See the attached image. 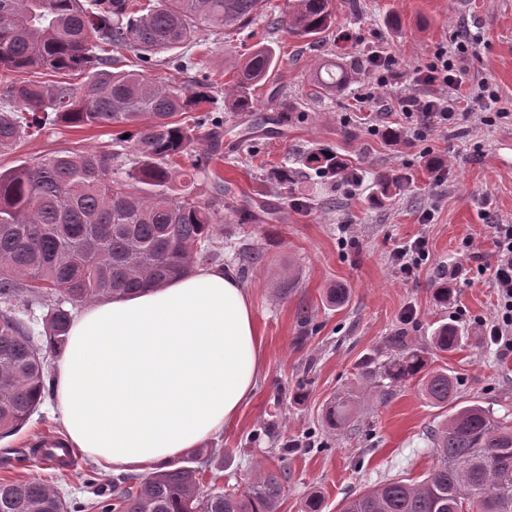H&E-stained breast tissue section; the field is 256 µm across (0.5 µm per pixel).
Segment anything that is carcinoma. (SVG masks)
I'll return each mask as SVG.
<instances>
[{"label":"carcinoma","instance_id":"1","mask_svg":"<svg viewBox=\"0 0 512 512\" xmlns=\"http://www.w3.org/2000/svg\"><path fill=\"white\" fill-rule=\"evenodd\" d=\"M0 0V72L19 78L0 87V151L40 131L55 117L71 127L139 126L135 165L112 175L116 153L61 151L35 163L0 171V438L17 432L53 389L43 348L34 343L23 315L33 301L54 298L45 318L47 344L58 352L71 326L70 308L139 293L189 273L197 259L219 257V213L171 194L181 177L174 161L190 150L194 127L175 117L210 100L209 77L182 90L143 71L112 66L110 51L128 47L142 63L147 55L174 51L205 31L240 30L259 16L263 0ZM334 24L331 0H294L270 21L297 38L320 39ZM274 61L267 45L256 47L235 72L234 104L253 108L251 91L266 82ZM325 65V90L346 85L347 75ZM53 72L42 82L27 74ZM85 77L76 85L66 76ZM220 134L196 159L195 169L217 155ZM304 165L341 174L336 152L321 149ZM442 351L461 342L452 325L434 337ZM400 353L388 364L396 382L422 373L423 392L437 405L452 396L453 378L424 373L422 351L393 339ZM333 431L350 421V400L326 407ZM436 463L420 482L389 480L346 498L340 512H512V424L482 405L463 406L443 426L426 433ZM224 469L201 448L143 477L121 476L105 489L90 474L87 502L65 498L36 480H1L0 512H278L284 470L257 469L241 494L202 481L207 468Z\"/></svg>","mask_w":512,"mask_h":512}]
</instances>
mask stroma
Masks as SVG:
<instances>
[{
  "mask_svg": "<svg viewBox=\"0 0 512 512\" xmlns=\"http://www.w3.org/2000/svg\"><path fill=\"white\" fill-rule=\"evenodd\" d=\"M332 7L336 25L316 43L270 28L288 2L265 0L252 25L187 44L188 70L175 71L165 53L145 66L185 89L204 71L216 82L194 115L222 122L216 173L235 206L216 200L208 173L196 175L192 198L220 213L222 264L249 288L264 346L254 396L232 428L204 443L227 461L203 481L241 492L255 465L285 462L279 512H300L311 496L319 497L321 512H340L347 496L390 479L420 481L433 466L426 432L451 409L425 399L418 379L393 384L384 376L398 352L393 337L422 350L428 370L453 376L460 405L512 415V354L483 334L496 309L492 227L512 224V0H332ZM468 33L479 39L466 61L469 75L498 91L502 118L435 127L414 142L387 141L385 131L405 124L393 109L396 97L414 87L418 69L438 50H453ZM263 44L274 48L276 66L253 90L252 109L235 112L226 89L236 66ZM373 51L395 59L380 86L367 69ZM327 58L350 72L349 84L332 94L315 80ZM367 95L374 104L364 103ZM135 133L49 125L0 154V170L58 150L116 149L112 168L121 175L132 164ZM322 148L347 162L352 180L308 168L286 185L275 178L286 160ZM418 239L427 255L404 271L393 252ZM249 248L262 253L261 262L242 264L239 253ZM444 283L453 293L441 301L436 291ZM335 288L345 289L343 303L332 300ZM446 323L458 329L460 348H436L433 338ZM345 393L354 396V414L344 430L329 431L324 411ZM53 404L45 398L19 431L0 440V480L36 479L80 498L88 455L73 451L64 469L29 453L60 434ZM18 450L30 455L25 466L8 462Z\"/></svg>",
  "mask_w": 512,
  "mask_h": 512,
  "instance_id": "1",
  "label": "stroma"
}]
</instances>
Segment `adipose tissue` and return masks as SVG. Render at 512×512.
I'll return each instance as SVG.
<instances>
[{
  "mask_svg": "<svg viewBox=\"0 0 512 512\" xmlns=\"http://www.w3.org/2000/svg\"><path fill=\"white\" fill-rule=\"evenodd\" d=\"M247 288L210 268L83 307L55 362L62 441L143 473L231 427L262 373Z\"/></svg>",
  "mask_w": 512,
  "mask_h": 512,
  "instance_id": "obj_1",
  "label": "adipose tissue"
}]
</instances>
